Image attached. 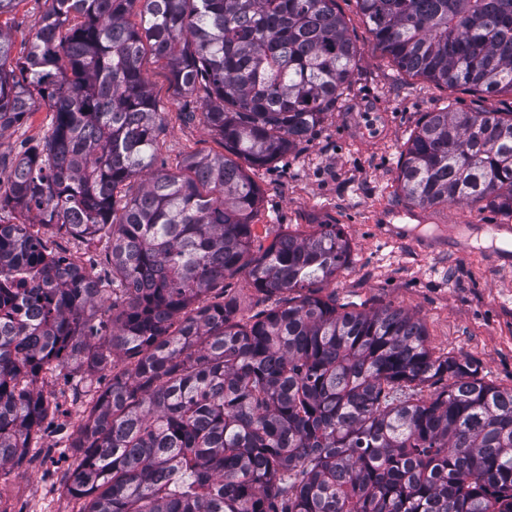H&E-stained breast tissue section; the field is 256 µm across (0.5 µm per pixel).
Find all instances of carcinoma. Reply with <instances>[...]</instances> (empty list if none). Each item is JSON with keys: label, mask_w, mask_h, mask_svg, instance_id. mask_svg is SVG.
Wrapping results in <instances>:
<instances>
[{"label": "carcinoma", "mask_w": 512, "mask_h": 512, "mask_svg": "<svg viewBox=\"0 0 512 512\" xmlns=\"http://www.w3.org/2000/svg\"><path fill=\"white\" fill-rule=\"evenodd\" d=\"M357 2L399 69L512 94V0ZM11 49L0 27V132L37 98L53 126L0 195L37 221L0 224V469L47 413L30 388L43 370L70 366L90 388L123 353L135 364L71 443L82 512H512V388L435 355L400 307L318 296L350 260L336 225L252 250L261 191L246 168L308 137L360 58L336 0H49L24 60ZM148 53L176 95L204 91L224 153L153 168ZM397 182L416 206L512 218V111L427 113ZM38 224L106 240L112 279L46 250ZM240 273L290 298L251 317L235 297L203 300ZM107 293L112 332L93 344Z\"/></svg>", "instance_id": "carcinoma-1"}]
</instances>
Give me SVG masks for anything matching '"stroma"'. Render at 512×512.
<instances>
[{
  "label": "stroma",
  "mask_w": 512,
  "mask_h": 512,
  "mask_svg": "<svg viewBox=\"0 0 512 512\" xmlns=\"http://www.w3.org/2000/svg\"><path fill=\"white\" fill-rule=\"evenodd\" d=\"M45 0H21L0 16L10 32L12 56L25 57L32 33L45 11ZM347 36L361 56L351 85L333 112L307 141L268 167L252 171L262 190L253 227L254 252L282 234H306L318 224L338 225L350 247V261L324 284L322 295L350 310L392 305L420 318L435 353L469 360L480 377L512 388V252L491 262L479 244L483 227L501 218L479 206L456 202L435 207V220L417 223L398 188L400 155L423 115L445 105L464 112H507L511 94H472L410 76L375 49L373 36L356 0H337ZM142 66L163 114L158 131L156 167L177 171L191 155L224 151L222 141L201 120L195 97L176 96L169 75L152 55ZM47 106H37L23 121L0 134V194L10 189L11 163L27 147L44 142L51 127ZM400 228L399 239L379 233V216ZM40 236L49 250L62 253L95 275H112L104 242L76 238L53 227ZM238 296L251 316L275 305L251 285L245 274L226 279L209 301ZM132 358L117 355L95 374L94 392L77 389L71 369L53 367L33 384L49 404L48 414L29 448L0 471V512H81L83 503L67 491L78 456L69 444L92 409L98 392L113 374L129 369Z\"/></svg>",
  "instance_id": "obj_1"
}]
</instances>
